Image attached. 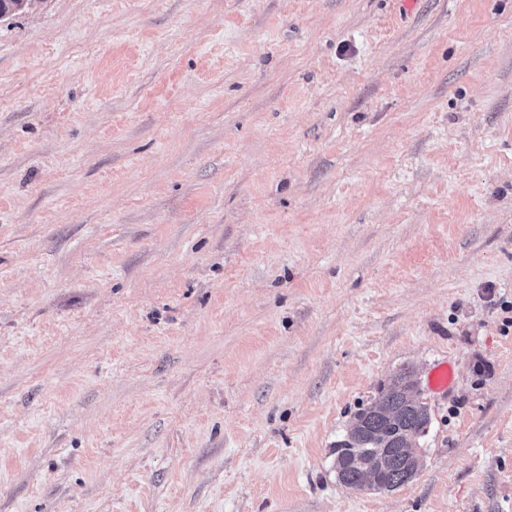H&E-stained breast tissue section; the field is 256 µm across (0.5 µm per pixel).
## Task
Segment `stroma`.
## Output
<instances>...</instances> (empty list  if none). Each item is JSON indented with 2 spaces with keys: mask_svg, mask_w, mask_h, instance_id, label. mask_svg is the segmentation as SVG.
<instances>
[{
  "mask_svg": "<svg viewBox=\"0 0 512 512\" xmlns=\"http://www.w3.org/2000/svg\"><path fill=\"white\" fill-rule=\"evenodd\" d=\"M405 367L423 465L350 489ZM0 512H512V0L0 19ZM454 384V371L447 361L439 363L428 378V389L434 394L446 395ZM379 410L394 411L396 416L390 419ZM356 419L360 421L357 429L337 442L336 458L367 453L371 448H420V439L428 431L430 411L428 404L408 405L403 392L382 385L373 402L355 414Z\"/></svg>",
  "mask_w": 512,
  "mask_h": 512,
  "instance_id": "35a3bbf8",
  "label": "stroma"
}]
</instances>
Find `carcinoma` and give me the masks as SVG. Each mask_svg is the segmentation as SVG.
<instances>
[{"instance_id": "cac0c4a2", "label": "carcinoma", "mask_w": 512, "mask_h": 512, "mask_svg": "<svg viewBox=\"0 0 512 512\" xmlns=\"http://www.w3.org/2000/svg\"><path fill=\"white\" fill-rule=\"evenodd\" d=\"M357 429L336 443V456L367 453L372 448L399 450L420 444L430 423L426 403L411 406L403 392L381 386L371 404L355 414Z\"/></svg>"}]
</instances>
